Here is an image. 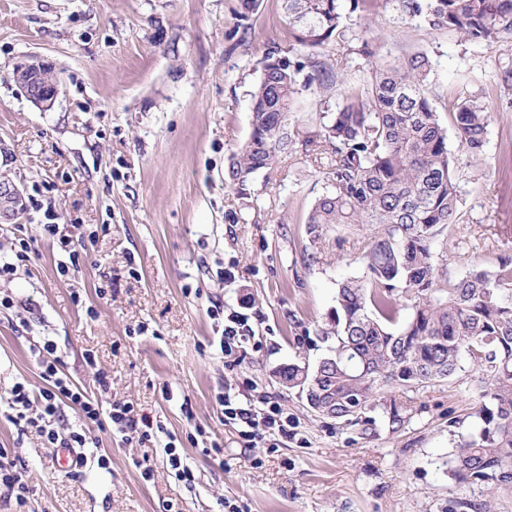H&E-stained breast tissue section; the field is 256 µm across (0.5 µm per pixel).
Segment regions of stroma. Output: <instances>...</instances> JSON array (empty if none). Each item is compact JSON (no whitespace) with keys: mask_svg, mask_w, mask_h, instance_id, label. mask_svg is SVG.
<instances>
[{"mask_svg":"<svg viewBox=\"0 0 512 512\" xmlns=\"http://www.w3.org/2000/svg\"><path fill=\"white\" fill-rule=\"evenodd\" d=\"M282 3L262 0L245 20L239 0H0V179L30 201L15 223L0 224V252L23 242L28 256L0 281V297L13 300L0 307V448L25 463L30 493L20 507L0 489V512H225L228 502L239 512H512V486L462 484L450 473L456 440L472 425L479 374L470 365L404 395L400 423L378 410L366 430L319 417L278 382L284 364L328 354L336 285L362 275L354 247L370 233L328 224L321 237L307 234L325 176L300 145L244 193L225 180L251 133L260 61L288 40ZM342 26L345 39L317 54L348 86L369 78L355 55L361 44L381 65L423 51L444 128L458 100L489 108L480 160L448 139L459 210L435 263L454 278L512 258V34L494 47L464 42L382 0ZM34 55L60 79L48 109L12 79ZM45 224L82 248L67 272ZM230 312L248 317L255 338L228 356ZM47 339L88 397L128 402L162 433L142 442L91 425L85 466L58 467L56 449L9 420L13 386L42 385L32 350ZM231 389L272 397L298 420V435L245 443L224 421ZM170 441L193 482L167 468Z\"/></svg>","mask_w":512,"mask_h":512,"instance_id":"obj_1","label":"stroma"}]
</instances>
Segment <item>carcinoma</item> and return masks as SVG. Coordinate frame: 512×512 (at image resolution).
Instances as JSON below:
<instances>
[{
	"mask_svg": "<svg viewBox=\"0 0 512 512\" xmlns=\"http://www.w3.org/2000/svg\"><path fill=\"white\" fill-rule=\"evenodd\" d=\"M369 0H285L288 46L267 52L251 94V137L230 159L227 178L243 187L270 170L293 143L325 168L326 189L315 200L306 230L324 224H368L369 243L358 253L360 277L338 283L329 356L336 367L291 363L278 376L288 388L311 381L310 402L331 406L334 420L355 425L386 393L417 391L452 377L462 360L480 374L472 431L458 435L451 475L459 482L512 485V259L492 272L474 269L450 279L435 264L448 250L457 223V187L448 135L427 89L429 58L417 52L381 68L362 44L371 71L361 90H344V102L319 130L290 123L304 90L330 91L343 83L333 66L298 47L318 48L344 36V12ZM393 10L429 29L492 47L512 31V0H385ZM491 115L463 99L454 115L460 146L482 155ZM407 316H402L403 311Z\"/></svg>",
	"mask_w": 512,
	"mask_h": 512,
	"instance_id": "obj_1",
	"label": "carcinoma"
}]
</instances>
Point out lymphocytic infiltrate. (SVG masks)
<instances>
[{
    "label": "lymphocytic infiltrate",
    "instance_id": "obj_1",
    "mask_svg": "<svg viewBox=\"0 0 512 512\" xmlns=\"http://www.w3.org/2000/svg\"><path fill=\"white\" fill-rule=\"evenodd\" d=\"M36 354L41 368L42 387L34 390L28 384L19 382L11 390L12 421L20 431L35 429L45 444L52 448L87 447L88 440L82 427L62 432L53 426L62 406L67 405L76 409L84 424L94 423L99 430H131L138 432L143 439L152 436L153 421L145 416H136L129 404L114 401L105 407L86 396L62 372L61 360L52 341H45L37 348ZM224 420L239 426L241 437L249 441L259 437L287 436L291 425L277 403L268 399L258 403L252 395L241 392L225 394Z\"/></svg>",
    "mask_w": 512,
    "mask_h": 512
}]
</instances>
